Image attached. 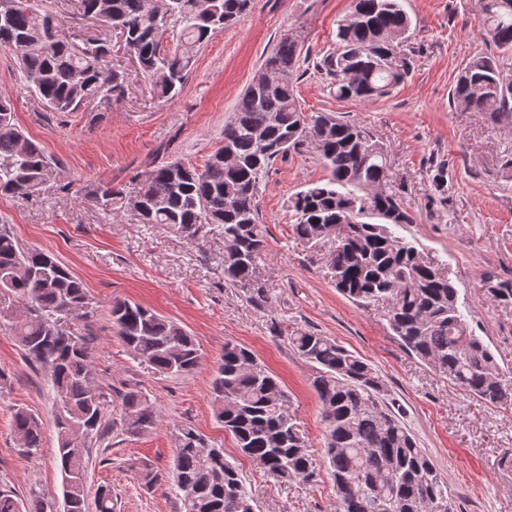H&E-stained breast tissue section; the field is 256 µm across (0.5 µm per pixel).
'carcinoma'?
I'll list each match as a JSON object with an SVG mask.
<instances>
[{"instance_id":"1","label":"carcinoma","mask_w":512,"mask_h":512,"mask_svg":"<svg viewBox=\"0 0 512 512\" xmlns=\"http://www.w3.org/2000/svg\"><path fill=\"white\" fill-rule=\"evenodd\" d=\"M46 0H0V48L15 54L24 86L56 114L78 112L91 103L108 106L123 89L124 73L112 67L106 42L80 45ZM251 0H78V18H94L119 31L126 50L152 77L154 93L171 99L184 85L200 47L233 25ZM484 30L495 50L471 57L451 91L457 109L485 113L499 124L512 120V80L503 77L499 52L512 51V0H480ZM412 20L402 0H354L337 22L336 52L323 59L338 99L363 103L391 95L413 68L396 38ZM178 29L177 46L164 35ZM301 47L281 36L242 92L224 124V144L201 168L169 161L140 180L126 205L143 224H161L194 239L215 225L224 234V282L247 301L265 307L269 288L256 271L267 245L256 196L262 178L288 151L305 144L329 171L289 200L294 237L312 247L332 240L330 280L346 298L381 309L392 334L410 353L466 393L492 405L512 404V379L470 324L458 289L440 267L396 233L414 223L397 193L386 190L390 170L382 143L364 125L333 115L309 116L294 93ZM51 160L41 143L16 125L11 100L0 95V194L29 197L41 190ZM123 191L100 183L88 201L116 199ZM429 198L448 203V164H433ZM487 297L512 307V283L485 280ZM0 294L13 296L36 313L9 318L8 333L30 362L44 370L55 402L60 508L32 488L26 500L0 492V512H87L86 462L90 442L104 436L109 402L96 399L90 351L83 338L60 331L61 319H85L90 306L83 281L54 254L23 246L0 226ZM112 327L125 347L155 371L171 376L193 372L199 343L182 326L137 303L115 301ZM288 346L312 370L320 402L324 457L336 490V512H455L448 486L384 398L374 368L335 339L312 330L288 332ZM214 416L238 451L274 480L310 483L319 473L306 441L288 412L279 378L247 347L224 343L212 380ZM29 455L41 448L43 427L29 410L12 415ZM157 425L145 394L122 395L123 430L140 435ZM147 489L159 482L153 465L137 466ZM173 482L180 512H255V500L235 462L190 426L179 429ZM190 488L196 500L186 497ZM95 512H114L112 490L100 486Z\"/></svg>"}]
</instances>
